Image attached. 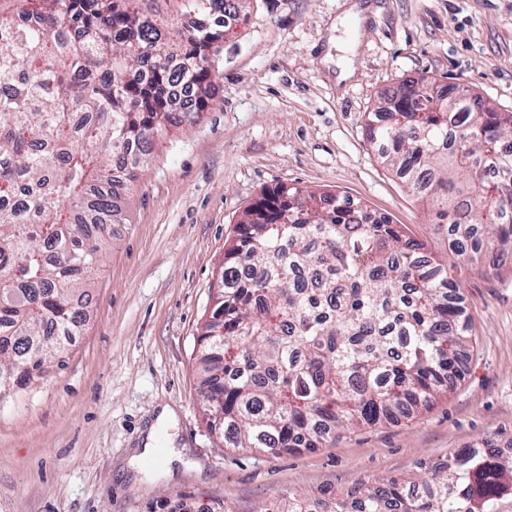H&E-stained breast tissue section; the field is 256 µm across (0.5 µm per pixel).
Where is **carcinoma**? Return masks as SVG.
<instances>
[{"label": "carcinoma", "mask_w": 512, "mask_h": 512, "mask_svg": "<svg viewBox=\"0 0 512 512\" xmlns=\"http://www.w3.org/2000/svg\"><path fill=\"white\" fill-rule=\"evenodd\" d=\"M40 0L0 17V401L63 364L128 187L170 129L216 97L214 56L250 0ZM192 85L197 105L172 107ZM378 157L431 207L463 261L512 260V115L408 79L367 115ZM448 266L401 225L333 193L280 186L244 209L199 337L209 430L230 448H317L430 406L461 377L469 323ZM334 512H512V456L468 448L419 482Z\"/></svg>", "instance_id": "cac0c4a2"}]
</instances>
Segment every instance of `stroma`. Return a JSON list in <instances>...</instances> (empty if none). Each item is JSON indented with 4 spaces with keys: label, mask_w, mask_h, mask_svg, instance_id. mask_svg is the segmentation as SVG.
I'll use <instances>...</instances> for the list:
<instances>
[{
    "label": "stroma",
    "mask_w": 512,
    "mask_h": 512,
    "mask_svg": "<svg viewBox=\"0 0 512 512\" xmlns=\"http://www.w3.org/2000/svg\"><path fill=\"white\" fill-rule=\"evenodd\" d=\"M215 68L213 106L160 139L132 186L65 365L0 403V512L331 506L417 480L471 444L512 452V266L458 270L472 340L447 394L317 448L225 447L197 370L237 217L275 186L349 196L451 261L370 144L366 114L422 76L512 113V0H253ZM165 407L174 418L158 422ZM150 432L157 451L144 458Z\"/></svg>",
    "instance_id": "1"
}]
</instances>
